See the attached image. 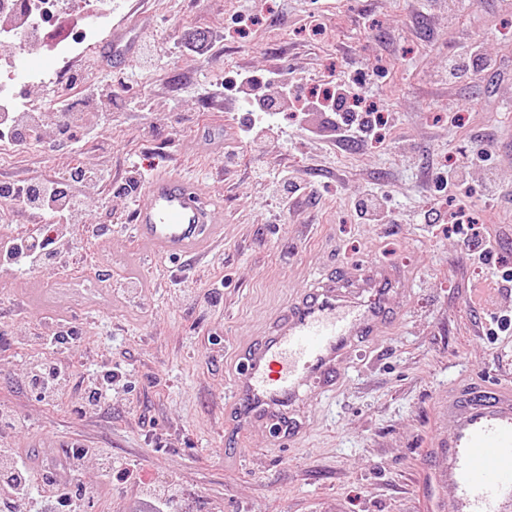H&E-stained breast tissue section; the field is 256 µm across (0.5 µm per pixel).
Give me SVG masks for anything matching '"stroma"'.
Masks as SVG:
<instances>
[{
	"instance_id": "35a3bbf8",
	"label": "stroma",
	"mask_w": 512,
	"mask_h": 512,
	"mask_svg": "<svg viewBox=\"0 0 512 512\" xmlns=\"http://www.w3.org/2000/svg\"><path fill=\"white\" fill-rule=\"evenodd\" d=\"M118 2L114 20L136 16L163 54L101 72L97 96L71 90L77 123L94 128L85 141L63 139L51 118L49 89L74 63L29 57L47 76L24 92V113L44 117L42 142L0 154V178L112 171L80 186L86 210L56 237L58 262L0 265V408L24 421L6 445L32 454L33 492L53 489L35 445L49 433L87 450L74 481L83 512H131L160 491L178 512H425L434 497L452 512L450 493L425 479L445 462L427 441L448 427L449 380L512 381V332L486 334L491 313L512 316V284L485 287L458 236L422 215L436 173L462 166L473 216L497 238L492 262L512 269V0H262L260 23L231 34L252 0ZM202 40L208 54H192ZM469 42L495 68L448 86V55ZM245 67L292 72L308 89L339 67L384 68L368 99L393 120L372 147L307 137L285 105L249 128L252 100L222 87ZM482 149L490 161L471 162ZM228 154L237 166L225 167ZM137 167L222 190L223 245L191 265L136 248L133 212L147 194L124 183ZM283 177L301 189L290 209L270 190ZM372 191L388 194L390 223L358 218ZM374 259L401 264L415 285L400 319L353 352L335 397L309 402L305 438L287 450L234 429L224 395L240 344L317 273ZM134 263L144 287L127 283ZM63 326L73 338L48 345ZM56 361L73 375L41 399L30 372ZM103 368L118 380L92 408L85 386ZM117 462L134 464L135 482L116 479Z\"/></svg>"
}]
</instances>
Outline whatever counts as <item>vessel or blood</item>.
Returning <instances> with one entry per match:
<instances>
[{"instance_id": "vessel-or-blood-1", "label": "vessel or blood", "mask_w": 512, "mask_h": 512, "mask_svg": "<svg viewBox=\"0 0 512 512\" xmlns=\"http://www.w3.org/2000/svg\"><path fill=\"white\" fill-rule=\"evenodd\" d=\"M127 25L113 31L101 55L119 65L137 50ZM148 201L133 214L140 248L177 262L204 257L222 238L224 198L202 180L155 173ZM414 283L395 263L353 262L318 274L288 298L270 327L237 352L225 407L239 429H265L273 446L299 442L308 391L334 394L358 344L398 317L394 296ZM444 468L431 483L453 495V512H512V383L472 380L448 386V430L432 444Z\"/></svg>"}]
</instances>
